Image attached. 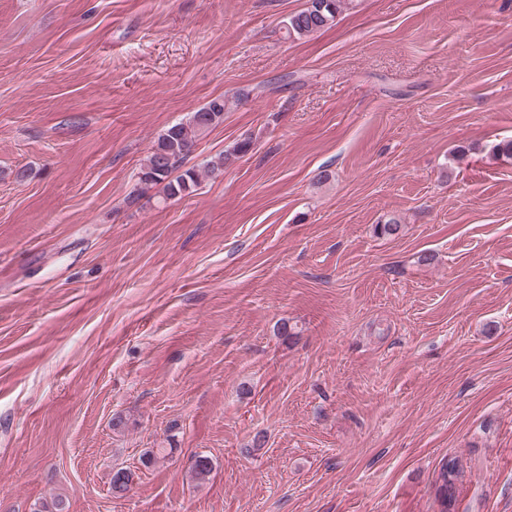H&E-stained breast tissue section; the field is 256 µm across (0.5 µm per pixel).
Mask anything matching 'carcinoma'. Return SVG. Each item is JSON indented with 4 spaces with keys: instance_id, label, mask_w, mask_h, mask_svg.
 <instances>
[{
    "instance_id": "1",
    "label": "carcinoma",
    "mask_w": 512,
    "mask_h": 512,
    "mask_svg": "<svg viewBox=\"0 0 512 512\" xmlns=\"http://www.w3.org/2000/svg\"><path fill=\"white\" fill-rule=\"evenodd\" d=\"M345 0H308L307 6L288 16L285 29L290 37L300 38L314 33L336 19ZM226 101L214 98L203 107L192 112L189 118L171 126L158 140L141 171L140 182L145 185H163L166 197L185 196L199 185V171L190 168L177 173L182 161L192 153L197 142L224 119ZM461 471L456 459L441 463L435 480L436 501L439 512H448L453 499L455 481ZM134 474L118 469L112 476V493L122 496L131 488Z\"/></svg>"
}]
</instances>
